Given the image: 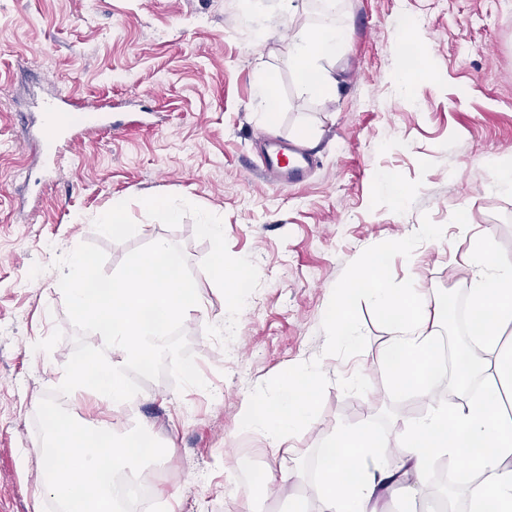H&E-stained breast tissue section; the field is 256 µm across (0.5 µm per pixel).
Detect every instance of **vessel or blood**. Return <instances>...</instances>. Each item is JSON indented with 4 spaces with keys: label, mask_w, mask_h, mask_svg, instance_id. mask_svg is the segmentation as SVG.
I'll use <instances>...</instances> for the list:
<instances>
[{
    "label": "vessel or blood",
    "mask_w": 512,
    "mask_h": 512,
    "mask_svg": "<svg viewBox=\"0 0 512 512\" xmlns=\"http://www.w3.org/2000/svg\"><path fill=\"white\" fill-rule=\"evenodd\" d=\"M40 108L42 123L37 137L48 168L57 167L67 152L81 145L86 135L112 132V106L106 102L58 94L44 100ZM265 165L276 183L285 187L306 179L312 157L280 139L269 143Z\"/></svg>",
    "instance_id": "obj_1"
}]
</instances>
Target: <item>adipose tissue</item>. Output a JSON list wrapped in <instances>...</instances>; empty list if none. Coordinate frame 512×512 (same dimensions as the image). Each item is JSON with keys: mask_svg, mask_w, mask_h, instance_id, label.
I'll return each instance as SVG.
<instances>
[{"mask_svg": "<svg viewBox=\"0 0 512 512\" xmlns=\"http://www.w3.org/2000/svg\"><path fill=\"white\" fill-rule=\"evenodd\" d=\"M347 36L345 27L332 22L293 31L286 61L301 90L334 92L321 62L334 57ZM470 293L474 324L462 350L463 375L477 379L481 392L472 396L460 386L457 402L448 407L442 403L445 376L434 364L440 336L431 315L412 294L386 288L381 280L368 290L380 311L397 322L395 336L381 352L393 381L432 405L427 416L407 421L398 439L417 481H424L436 459H460L470 475L466 512H512V415L503 402L512 395V347L503 344L505 329L512 327V260L498 257L491 271H478ZM317 388V370H284L262 410L246 406L247 420L281 451L292 432L311 421ZM386 452V442L371 427L338 428L331 452L320 460L322 512H378L376 492L390 479L380 466Z\"/></svg>", "mask_w": 512, "mask_h": 512, "instance_id": "obj_1", "label": "adipose tissue"}]
</instances>
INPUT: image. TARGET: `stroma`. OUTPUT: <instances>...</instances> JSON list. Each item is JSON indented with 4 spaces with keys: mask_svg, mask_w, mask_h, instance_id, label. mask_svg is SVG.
<instances>
[{
    "mask_svg": "<svg viewBox=\"0 0 512 512\" xmlns=\"http://www.w3.org/2000/svg\"><path fill=\"white\" fill-rule=\"evenodd\" d=\"M313 2L292 14L287 0H0V512H34L35 414L76 335L54 262L84 242L105 250L108 274L156 238L180 245L203 303L184 332L205 387L143 381L132 420L90 393L63 402L74 419L121 433L138 423L165 445L172 478L157 484L156 503L319 512L309 468L340 426L371 425L391 445L383 468L406 469L396 441L413 412L380 361L394 323L358 293L347 307L354 339H335L334 297L373 254L388 287L416 290L428 308L468 296L477 244L512 258V193L491 186L512 169V0H334L348 37L325 63L330 95L302 92L285 62L292 32L323 23ZM410 32L430 74L406 86ZM263 75L276 92L271 127L256 95ZM56 91L110 98L123 126L91 136L47 179L30 134L35 98ZM270 137L315 151L308 180L281 189L263 178L256 145ZM391 184L408 188L403 205ZM151 198L178 220L149 209ZM113 210L118 234L101 227ZM206 217L223 225L221 240ZM218 252L225 266L245 265L242 286L203 276ZM303 366L320 369L312 421L276 456L246 427L243 405L271 398L281 373ZM244 448L261 469L301 473L291 497L238 483ZM462 492L432 474L422 494L380 505L414 512Z\"/></svg>",
    "mask_w": 512,
    "mask_h": 512,
    "instance_id": "obj_1",
    "label": "stroma"
}]
</instances>
